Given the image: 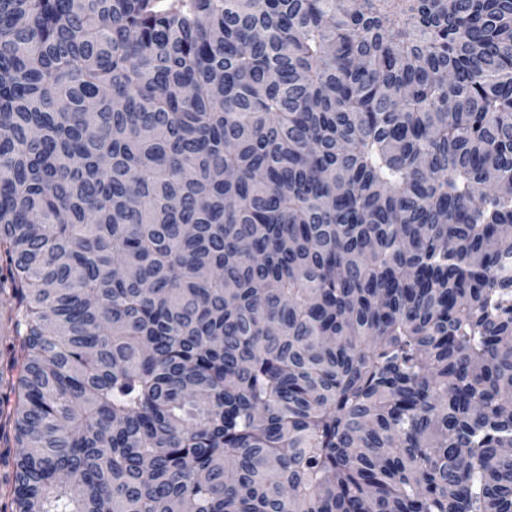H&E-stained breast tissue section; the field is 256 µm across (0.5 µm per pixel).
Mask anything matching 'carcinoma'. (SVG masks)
I'll list each match as a JSON object with an SVG mask.
<instances>
[{
    "label": "carcinoma",
    "instance_id": "cac0c4a2",
    "mask_svg": "<svg viewBox=\"0 0 512 512\" xmlns=\"http://www.w3.org/2000/svg\"><path fill=\"white\" fill-rule=\"evenodd\" d=\"M512 0H0V512H512Z\"/></svg>",
    "mask_w": 512,
    "mask_h": 512
}]
</instances>
